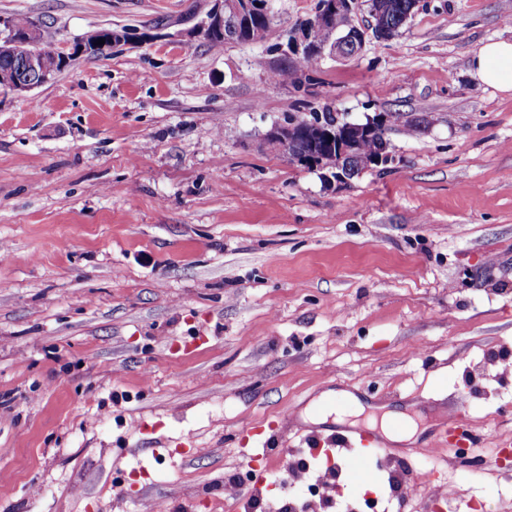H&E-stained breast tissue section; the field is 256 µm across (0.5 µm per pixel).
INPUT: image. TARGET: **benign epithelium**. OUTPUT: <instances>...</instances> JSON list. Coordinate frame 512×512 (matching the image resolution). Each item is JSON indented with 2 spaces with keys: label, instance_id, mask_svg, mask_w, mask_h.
Returning <instances> with one entry per match:
<instances>
[{
  "label": "benign epithelium",
  "instance_id": "1",
  "mask_svg": "<svg viewBox=\"0 0 512 512\" xmlns=\"http://www.w3.org/2000/svg\"><path fill=\"white\" fill-rule=\"evenodd\" d=\"M354 4L355 0H318L314 17L289 33L288 53L310 60L326 52L334 55L339 48L359 52L365 44L366 30L352 24L339 31L336 26L339 18L353 16ZM386 9L387 5L381 2L371 9V30L381 38L388 33ZM250 12L271 24L270 0H214L207 19L198 28L204 33L230 20L239 21ZM318 29L331 30L330 43L321 45L316 41L314 31ZM5 52L19 61V74L11 80L12 91L17 93L50 82L51 62L64 55L51 46L33 45L23 40L5 43ZM388 122V116L382 112L364 123L352 122L341 113L328 112L310 119H291L287 125L275 128L270 139L289 159L326 170V179L332 178L342 184L349 172L343 160L354 155L364 141L376 134L387 133Z\"/></svg>",
  "mask_w": 512,
  "mask_h": 512
}]
</instances>
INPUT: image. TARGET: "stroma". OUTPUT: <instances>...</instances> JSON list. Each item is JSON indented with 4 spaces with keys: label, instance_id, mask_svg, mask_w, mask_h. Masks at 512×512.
<instances>
[{
    "label": "stroma",
    "instance_id": "stroma-1",
    "mask_svg": "<svg viewBox=\"0 0 512 512\" xmlns=\"http://www.w3.org/2000/svg\"><path fill=\"white\" fill-rule=\"evenodd\" d=\"M317 2L217 50L193 30L213 0H0L72 56L0 91V512H260L283 484L224 491L263 468L258 431L273 465L306 458L347 393L346 427L412 419L389 457L450 490L400 512H512V93L471 68L512 0H419L353 57H285ZM100 27L149 38L74 54ZM325 110L405 113L392 162L340 185L269 141ZM456 411L478 467L423 452ZM338 483L390 491L373 460Z\"/></svg>",
    "mask_w": 512,
    "mask_h": 512
}]
</instances>
